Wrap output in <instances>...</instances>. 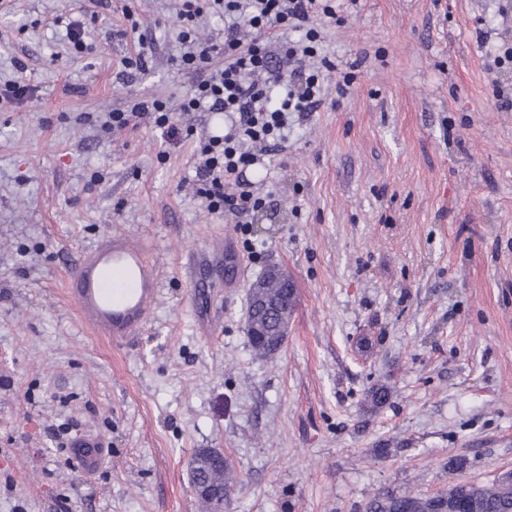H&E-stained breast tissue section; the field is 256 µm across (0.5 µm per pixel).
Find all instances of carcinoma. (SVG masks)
Instances as JSON below:
<instances>
[{"label": "carcinoma", "instance_id": "1", "mask_svg": "<svg viewBox=\"0 0 512 512\" xmlns=\"http://www.w3.org/2000/svg\"><path fill=\"white\" fill-rule=\"evenodd\" d=\"M262 292L276 302V308L262 317L259 329L263 335L273 337L283 311L293 312L297 302V288L293 279L263 278ZM255 356L272 360L281 347L268 341L249 339ZM233 469L228 463L198 471L191 479L198 483L211 482L229 487ZM512 512V475L485 484L453 483L448 490L436 495L401 496L382 492L371 498L365 512Z\"/></svg>", "mask_w": 512, "mask_h": 512}]
</instances>
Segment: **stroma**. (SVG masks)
<instances>
[{
	"label": "stroma",
	"mask_w": 512,
	"mask_h": 512,
	"mask_svg": "<svg viewBox=\"0 0 512 512\" xmlns=\"http://www.w3.org/2000/svg\"><path fill=\"white\" fill-rule=\"evenodd\" d=\"M0 82V512H201L196 451H224V512H364L376 493L433 494L512 469V0H335L319 19L322 102L246 172L265 208L241 234L196 193L198 145L223 114L95 117L157 97L179 108L175 0H7ZM150 43L125 71L124 11ZM83 30V53L68 29ZM354 82L346 93L345 74ZM160 270L139 338L86 329L66 291L115 233ZM229 236L239 287L204 314L184 268ZM282 264L298 289L276 360L246 334L251 284ZM389 386L379 409L368 390ZM98 437L96 473L73 441ZM137 107L131 112H124L113 110L108 114L110 121H106L105 126L119 129H124L129 126L141 113L151 112L154 114V122L160 128H166L167 134L170 137H177L179 135V128L172 123L171 113L167 106L160 101L141 102L136 105Z\"/></svg>",
	"instance_id": "35a3bbf8"
}]
</instances>
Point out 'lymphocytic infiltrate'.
I'll use <instances>...</instances> for the list:
<instances>
[{
	"label": "lymphocytic infiltrate",
	"mask_w": 512,
	"mask_h": 512,
	"mask_svg": "<svg viewBox=\"0 0 512 512\" xmlns=\"http://www.w3.org/2000/svg\"><path fill=\"white\" fill-rule=\"evenodd\" d=\"M206 11L224 18L223 45L198 38ZM318 14L334 17L329 0H180V38L189 45L181 64L191 81L180 109L235 118L227 133L201 146L194 182L209 211L231 212L239 230H246L250 214L265 203L245 179V169L264 165L266 156L281 151L292 114L315 111L320 104L321 80L312 63L321 32L311 24ZM243 25L252 33L246 43L237 36ZM291 27L302 30V38L281 41L280 31ZM218 54L224 64L216 68L212 61Z\"/></svg>",
	"instance_id": "lymphocytic-infiltrate-1"
}]
</instances>
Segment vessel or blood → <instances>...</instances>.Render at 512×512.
<instances>
[{
  "label": "vessel or blood",
  "mask_w": 512,
  "mask_h": 512,
  "mask_svg": "<svg viewBox=\"0 0 512 512\" xmlns=\"http://www.w3.org/2000/svg\"><path fill=\"white\" fill-rule=\"evenodd\" d=\"M222 272L230 269L232 284L244 275L243 260L231 240L213 238L209 245L187 265L189 276L201 269ZM133 279V287L113 293L106 284L105 270ZM68 293L73 299L80 321L92 332L116 343L136 339L154 307L159 294L158 270L144 255L140 240L116 234L93 254L81 261L69 280ZM74 457L80 471H97L104 457L102 443L84 437L75 444Z\"/></svg>",
  "instance_id": "b4317fda"
}]
</instances>
